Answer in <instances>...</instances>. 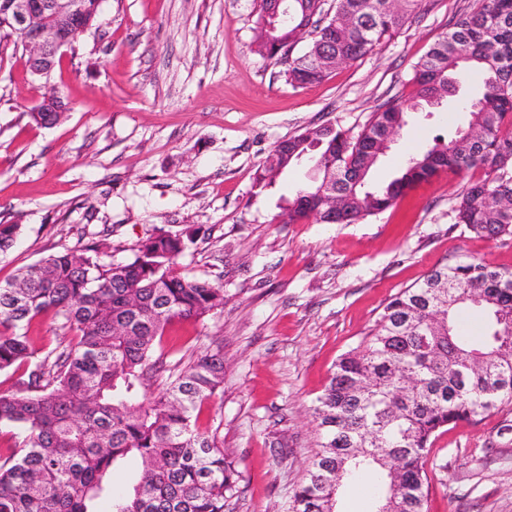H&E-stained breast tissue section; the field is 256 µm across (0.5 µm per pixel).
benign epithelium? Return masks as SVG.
Listing matches in <instances>:
<instances>
[{
	"instance_id": "obj_1",
	"label": "benign epithelium",
	"mask_w": 512,
	"mask_h": 512,
	"mask_svg": "<svg viewBox=\"0 0 512 512\" xmlns=\"http://www.w3.org/2000/svg\"><path fill=\"white\" fill-rule=\"evenodd\" d=\"M85 0H0V17L25 48L28 66L35 76L50 73L60 52L72 47L66 31L82 21ZM43 111L60 115L68 111L67 101L50 91L41 98Z\"/></svg>"
}]
</instances>
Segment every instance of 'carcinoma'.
Masks as SVG:
<instances>
[{"instance_id":"cac0c4a2","label":"carcinoma","mask_w":512,"mask_h":512,"mask_svg":"<svg viewBox=\"0 0 512 512\" xmlns=\"http://www.w3.org/2000/svg\"><path fill=\"white\" fill-rule=\"evenodd\" d=\"M288 0V21L266 29L259 0L254 52L285 66L293 85L326 80V60L354 63L399 33L423 0ZM307 26L297 56L277 38ZM466 127L410 155L386 184L369 176L384 136L408 116L453 97L463 82ZM412 90L379 107L356 137L332 124L279 142L257 169L260 189L316 147L320 177L288 201V223L353 224L391 207L443 171L466 173L454 220L474 234L512 235V0H476L413 66ZM21 225L0 223V252ZM197 228L141 240L128 263L106 260L107 244L58 251L0 282V371L24 367L16 392L0 393V426L23 438L0 462V512H224L241 472L217 432L197 426L196 409L223 394V346L215 343L170 365L160 353L176 319H203L224 308V288L189 276L177 258ZM476 309L479 333L459 327ZM52 310L73 336L47 352L26 327ZM153 386L158 392L146 396ZM512 403V272L482 262L444 265L384 304L361 344L336 362L314 409L319 450L295 490L289 512H336L347 484L369 477L373 512H427V451L443 429ZM139 463L127 490L113 469Z\"/></svg>"}]
</instances>
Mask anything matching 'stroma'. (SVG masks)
<instances>
[{"label":"stroma","mask_w":512,"mask_h":512,"mask_svg":"<svg viewBox=\"0 0 512 512\" xmlns=\"http://www.w3.org/2000/svg\"><path fill=\"white\" fill-rule=\"evenodd\" d=\"M475 0H424L386 46L323 83L291 85L252 50L255 0H101L95 27L50 81L0 39V221L22 232L0 256V281L54 251L107 240L132 260L158 229L202 228L181 269L221 283L224 310L167 327L169 362L224 345V393L202 405L241 473L226 512H287L318 449L313 407L337 360L384 303L434 267L483 261L512 271V235L454 223L466 179L444 174L355 224L286 223L315 173L302 161L264 191L255 172L274 145L333 123L358 135L372 112L410 91L412 68ZM57 90V124L29 109ZM467 113L411 114L373 172L389 181L407 148L447 136ZM429 512H512V404L450 425L426 465Z\"/></svg>","instance_id":"obj_1"}]
</instances>
